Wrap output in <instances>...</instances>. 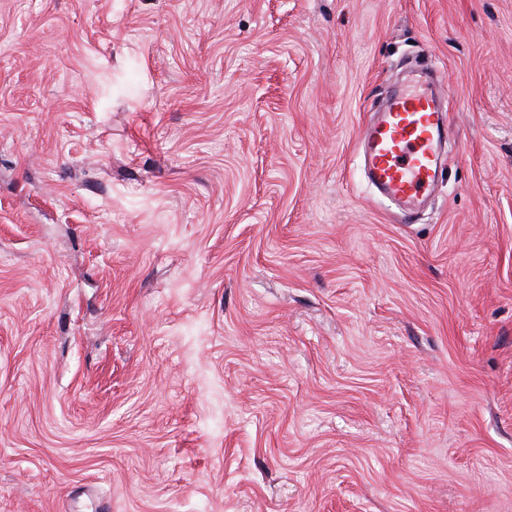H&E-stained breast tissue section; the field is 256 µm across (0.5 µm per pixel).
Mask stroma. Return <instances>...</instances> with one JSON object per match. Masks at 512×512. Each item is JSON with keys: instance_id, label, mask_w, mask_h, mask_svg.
<instances>
[{"instance_id": "1", "label": "stroma", "mask_w": 512, "mask_h": 512, "mask_svg": "<svg viewBox=\"0 0 512 512\" xmlns=\"http://www.w3.org/2000/svg\"><path fill=\"white\" fill-rule=\"evenodd\" d=\"M0 512H512V0H0ZM396 94L383 112L359 131L369 182L399 213L411 215L439 180L447 157L446 113L439 108L443 85Z\"/></svg>"}]
</instances>
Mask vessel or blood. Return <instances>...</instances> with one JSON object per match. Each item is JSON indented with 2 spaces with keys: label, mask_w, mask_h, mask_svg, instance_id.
Returning <instances> with one entry per match:
<instances>
[{
  "label": "vessel or blood",
  "mask_w": 512,
  "mask_h": 512,
  "mask_svg": "<svg viewBox=\"0 0 512 512\" xmlns=\"http://www.w3.org/2000/svg\"><path fill=\"white\" fill-rule=\"evenodd\" d=\"M443 85L395 95L359 131L369 182L399 213L412 214L438 182L447 157L446 114L439 107Z\"/></svg>",
  "instance_id": "b4317fda"
}]
</instances>
